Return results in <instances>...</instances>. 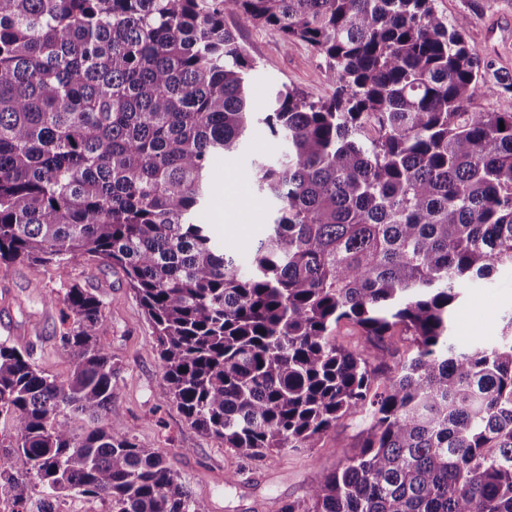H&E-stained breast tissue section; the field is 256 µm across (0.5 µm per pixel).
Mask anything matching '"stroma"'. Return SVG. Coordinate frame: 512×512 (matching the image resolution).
Returning <instances> with one entry per match:
<instances>
[{"label":"stroma","instance_id":"35a3bbf8","mask_svg":"<svg viewBox=\"0 0 512 512\" xmlns=\"http://www.w3.org/2000/svg\"><path fill=\"white\" fill-rule=\"evenodd\" d=\"M439 14L456 22L467 19L469 45L489 59L494 69L512 73V0H435ZM248 57L253 86V110L265 112L271 89L287 86L313 101L333 94L336 85L326 60L303 42L284 45L269 29L242 24L237 15H224ZM282 150L263 124H255L241 151L232 158H217L211 170L214 186L201 213L215 235L247 256L250 243L266 228L272 208L258 200L252 181L255 161L276 158ZM252 201L259 217L252 222H224V197ZM72 279L94 289L106 306L107 321L101 345L120 368L112 398V416L131 427L137 442L164 451L169 465L181 477L201 512H278L280 505L308 497L319 475L353 454L363 415L347 417L322 436L317 447L301 453H273L248 460L222 440L191 425L177 403L162 392L163 370L153 328L121 270L86 261L71 270ZM58 276L49 265L21 262L0 269V339L32 352L45 374L67 379L69 361L56 349L62 332ZM512 314V271L498 270L492 279L468 288L455 320L454 336H473L493 342L504 319ZM234 483H226V476Z\"/></svg>","mask_w":512,"mask_h":512}]
</instances>
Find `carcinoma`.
<instances>
[{
  "label": "carcinoma",
  "instance_id": "obj_1",
  "mask_svg": "<svg viewBox=\"0 0 512 512\" xmlns=\"http://www.w3.org/2000/svg\"><path fill=\"white\" fill-rule=\"evenodd\" d=\"M434 2L0 0V269L54 267L72 365L59 381L0 341L12 512H41L38 485L108 512H200L165 453L109 418L105 305L69 274L93 259L152 323L165 395L242 456L314 448L370 410L358 451L279 512H512V317L493 344L452 336L465 290L512 267V74ZM226 11L306 43L336 82L326 101L269 98L285 151L256 187L278 209L245 270L199 220L213 159L253 123ZM489 76L504 102L484 112ZM342 322L361 343L337 340ZM82 416L98 426L76 433Z\"/></svg>",
  "mask_w": 512,
  "mask_h": 512
}]
</instances>
